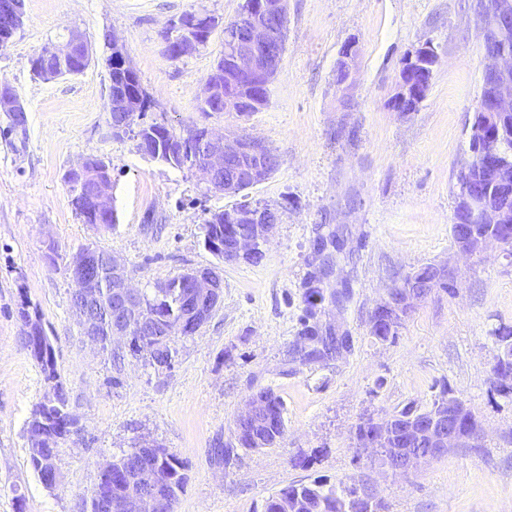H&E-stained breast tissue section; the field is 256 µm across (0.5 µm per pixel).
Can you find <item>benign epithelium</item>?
<instances>
[{"label":"benign epithelium","mask_w":512,"mask_h":512,"mask_svg":"<svg viewBox=\"0 0 512 512\" xmlns=\"http://www.w3.org/2000/svg\"><path fill=\"white\" fill-rule=\"evenodd\" d=\"M476 22L483 29L486 65L482 74L481 92L467 127L470 155L459 167L457 178L461 191L456 198V229L453 237L458 253L480 255L491 248L509 252L512 247L495 234L477 236L467 229L469 224H512V151L505 146L508 133L507 118L512 116V0H474ZM287 0H261L259 4L240 10L224 24V66L251 79L258 76L263 88H269L282 61L286 30ZM22 0H0V40L23 23ZM211 23V16L193 12L179 21L185 38L177 45L167 44L168 52L180 58L200 49L194 32ZM111 46L109 67H117L122 77L129 76L131 67L121 45L112 36H105ZM86 46L82 32L73 29L68 38L50 46L48 56L60 62L72 57ZM358 54L357 43H346L339 53L336 65L338 87L347 92L353 82V67ZM438 54L430 43L408 52L393 97L394 108L403 113L413 111L426 97ZM224 101L225 110L246 104L255 109L262 101L231 98L221 85L207 81L202 92V103ZM22 103L7 83L0 84V112H21ZM108 127L113 133L139 127V113L133 110L127 89L114 85L107 102ZM199 139L194 150L183 158L184 166L197 173L209 189H221L226 194H238L259 184L272 173L265 159V145L261 141L232 132L215 133L209 129H195L191 139ZM83 193L105 215L112 210L108 189L97 179L85 181ZM280 212L273 206H250L234 216V223L249 228L237 237L231 251L217 243L220 257L226 263L246 260L261 250L279 223ZM75 284L74 307L83 333L99 348L108 347L116 340L131 342L138 333L155 346H170L173 336H191L205 323L210 311L222 295L220 277L213 271L182 273L184 312L167 334H157V319L145 305L140 291L133 288L124 262L112 252L83 249L68 262ZM454 279L446 261L430 264V278H411L386 290L376 310L386 313L393 325L399 322L420 301L433 292L432 285L439 279ZM465 403L450 397L448 401L411 419L404 427L405 446L395 447L398 426L395 420L378 419L379 432L375 438L358 443L360 451L370 459H379L392 472L407 474L418 466L448 453L452 448H469L473 436L462 431L453 418V410ZM136 460L131 468H124L123 494L110 492L95 497L96 512H174L175 501L163 480L161 462L163 449L146 443L135 449ZM44 469L42 483L47 488L60 481V472L52 456L40 459Z\"/></svg>","instance_id":"obj_1"}]
</instances>
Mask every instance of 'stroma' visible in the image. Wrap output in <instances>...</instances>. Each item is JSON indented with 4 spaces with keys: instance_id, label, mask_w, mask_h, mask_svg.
I'll return each instance as SVG.
<instances>
[{
    "instance_id": "35a3bbf8",
    "label": "stroma",
    "mask_w": 512,
    "mask_h": 512,
    "mask_svg": "<svg viewBox=\"0 0 512 512\" xmlns=\"http://www.w3.org/2000/svg\"><path fill=\"white\" fill-rule=\"evenodd\" d=\"M242 2L24 0L23 24L0 50V82L26 109L21 131L0 112V512H89L97 462L145 442L185 465L175 512H265L284 487L315 483L367 489L384 512H512V399L492 385L496 332L512 327V256L458 254L451 235L485 65L472 0H288L285 49L265 105L244 118L202 111L224 33L173 60L163 31L189 11L229 21ZM73 28L92 42L88 68L52 82L33 78L31 58ZM107 32L153 102L147 121L259 139L279 168L227 195L143 155L132 135L113 136ZM351 39L359 52L344 101L335 66ZM426 42L439 55L427 96L414 112H396L400 62ZM89 156L110 165L117 221L107 232L76 216L63 180ZM245 203L282 207V220L259 263L227 264L206 247L205 224L211 212ZM334 239L342 248L315 318L334 345L310 359L307 281L319 271V246ZM51 242L60 253L54 263ZM97 245L125 262L142 292L190 269L220 275L219 303L196 334L172 342L170 367L130 356L115 370L82 335L67 261ZM440 260L457 273L454 293L434 291L393 339L371 336L387 288ZM25 300L41 314L81 427L59 445L52 489L28 458V421L46 386L18 317ZM265 388L284 403V435L267 448L240 447L235 419ZM446 388L476 416L475 447L405 475L360 453L361 421L426 407Z\"/></svg>"
}]
</instances>
